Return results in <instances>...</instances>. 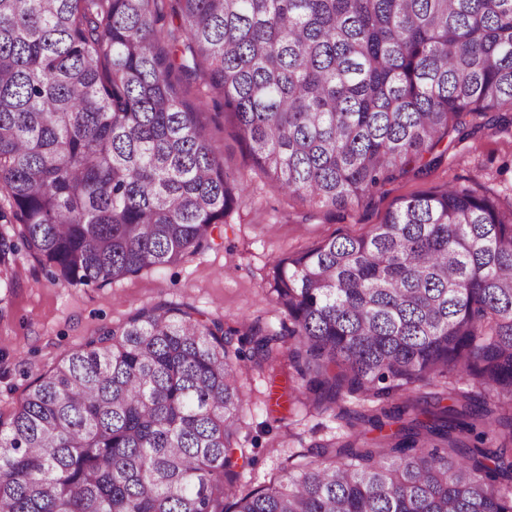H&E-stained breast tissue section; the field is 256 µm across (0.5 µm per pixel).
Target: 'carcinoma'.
Instances as JSON below:
<instances>
[{
  "instance_id": "obj_1",
  "label": "carcinoma",
  "mask_w": 512,
  "mask_h": 512,
  "mask_svg": "<svg viewBox=\"0 0 512 512\" xmlns=\"http://www.w3.org/2000/svg\"><path fill=\"white\" fill-rule=\"evenodd\" d=\"M157 2L0 0V287L23 251L102 288L210 245L245 186L191 76L272 187L320 208L512 109V0H170L166 36ZM272 290L286 322L250 328L248 354L224 322L160 305L40 375L0 420V512H512V211L465 187L415 196L278 259ZM284 357L317 408L368 402L379 431L430 418L239 493L237 378ZM420 384L438 391L419 402ZM454 431L472 444L450 456Z\"/></svg>"
}]
</instances>
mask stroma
<instances>
[{
    "instance_id": "1",
    "label": "stroma",
    "mask_w": 512,
    "mask_h": 512,
    "mask_svg": "<svg viewBox=\"0 0 512 512\" xmlns=\"http://www.w3.org/2000/svg\"><path fill=\"white\" fill-rule=\"evenodd\" d=\"M187 86L190 98L203 103L200 119L225 170L244 181V196L225 217L211 247L103 288L51 282L43 265L23 258L11 315L0 322V419L9 420L29 385L64 355L100 328L124 323L147 306H191L242 334L255 325L280 331L284 314L272 291L274 259L303 252L335 234L365 233L404 199L456 186L492 195L502 209L512 208L510 110L476 117L473 135L456 142L431 170L387 183L359 205L330 210L272 188L223 107L207 100L199 79H190ZM239 384L245 413L237 442L251 457L233 477L240 490L269 484L285 469L314 459L319 443L340 439L366 448L379 437L363 423L301 404V382L289 366L249 371Z\"/></svg>"
}]
</instances>
